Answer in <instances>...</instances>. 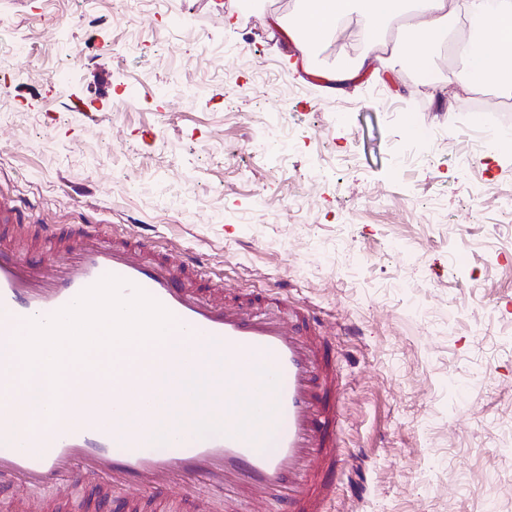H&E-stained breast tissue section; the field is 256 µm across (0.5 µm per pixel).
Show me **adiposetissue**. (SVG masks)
Segmentation results:
<instances>
[{
    "label": "adipose tissue",
    "instance_id": "adipose-tissue-1",
    "mask_svg": "<svg viewBox=\"0 0 512 512\" xmlns=\"http://www.w3.org/2000/svg\"><path fill=\"white\" fill-rule=\"evenodd\" d=\"M406 0H301L290 36L298 51H305L307 39L334 33L344 17L361 9L373 27L365 34L366 50L354 61L353 69L328 74L336 90H344L356 73L372 69L382 55L404 61L425 62L431 47L445 42L449 31L463 20H477L480 35L460 38L452 47L464 59L468 89L497 85L512 89V0H499L488 10L485 0H419L411 23L401 27L393 42L378 36L379 29L393 17L404 14Z\"/></svg>",
    "mask_w": 512,
    "mask_h": 512
}]
</instances>
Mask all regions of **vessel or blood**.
<instances>
[{"label": "vessel or blood", "instance_id": "obj_1", "mask_svg": "<svg viewBox=\"0 0 512 512\" xmlns=\"http://www.w3.org/2000/svg\"><path fill=\"white\" fill-rule=\"evenodd\" d=\"M43 264L24 258L17 237L0 235V336L26 320L70 305L103 277L141 288L179 326L204 337L224 359L231 398L221 430H184L164 443L96 418L63 427L44 421L32 433L0 432V487L13 496L41 487L99 484L138 512L146 489H203L224 512L262 501L283 512H323L343 463L339 449L342 385L332 343L311 311L260 310L247 297L207 289L190 256L156 249L145 238L109 239L91 224H43Z\"/></svg>", "mask_w": 512, "mask_h": 512}]
</instances>
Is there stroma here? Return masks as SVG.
<instances>
[{"mask_svg":"<svg viewBox=\"0 0 512 512\" xmlns=\"http://www.w3.org/2000/svg\"><path fill=\"white\" fill-rule=\"evenodd\" d=\"M298 0H0V197L196 257L336 344L347 459L325 512H512V124L447 50L345 91L366 18L297 56ZM65 21L73 54L57 48ZM278 70L296 94L253 80Z\"/></svg>","mask_w":512,"mask_h":512,"instance_id":"stroma-1","label":"stroma"}]
</instances>
